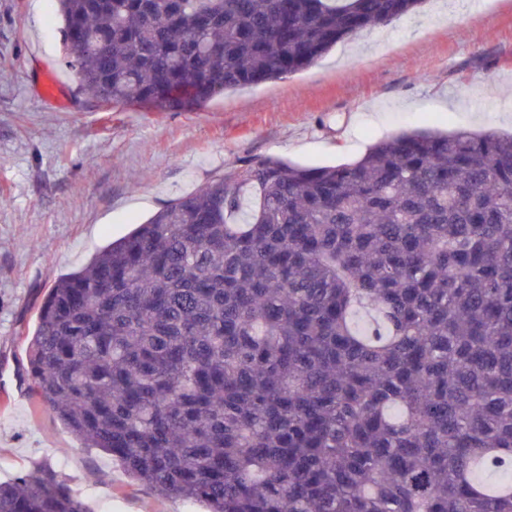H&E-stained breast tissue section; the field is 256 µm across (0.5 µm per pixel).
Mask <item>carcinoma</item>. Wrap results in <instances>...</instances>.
I'll list each match as a JSON object with an SVG mask.
<instances>
[{
  "label": "carcinoma",
  "mask_w": 512,
  "mask_h": 512,
  "mask_svg": "<svg viewBox=\"0 0 512 512\" xmlns=\"http://www.w3.org/2000/svg\"><path fill=\"white\" fill-rule=\"evenodd\" d=\"M425 0H57L104 104L189 110ZM38 405L209 512H512V134L248 161L49 288ZM0 512H89L50 467Z\"/></svg>",
  "instance_id": "obj_1"
}]
</instances>
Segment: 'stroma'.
<instances>
[{"mask_svg":"<svg viewBox=\"0 0 512 512\" xmlns=\"http://www.w3.org/2000/svg\"><path fill=\"white\" fill-rule=\"evenodd\" d=\"M55 0H0V482L47 462L89 512H206L133 483L41 409L26 341L56 280L242 162L349 163L394 133L512 131V0H427L284 78L188 111L106 106L64 64ZM62 85L58 102L37 87Z\"/></svg>","mask_w":512,"mask_h":512,"instance_id":"obj_1","label":"stroma"}]
</instances>
